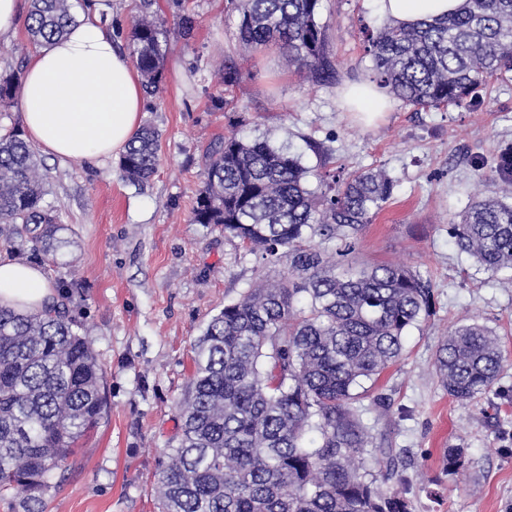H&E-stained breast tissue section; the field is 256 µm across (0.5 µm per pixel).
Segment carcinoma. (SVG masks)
Here are the masks:
<instances>
[{"instance_id": "1", "label": "carcinoma", "mask_w": 512, "mask_h": 512, "mask_svg": "<svg viewBox=\"0 0 512 512\" xmlns=\"http://www.w3.org/2000/svg\"><path fill=\"white\" fill-rule=\"evenodd\" d=\"M141 0L127 32L146 96L160 93L169 51L166 20ZM239 47L283 50L315 84L340 73L324 48L321 0H237ZM70 0H31L34 48L64 37ZM371 81L416 111L469 106L512 73V0H464L414 24L389 21L366 35ZM20 73L0 75V100ZM160 133L143 126L119 160V175L143 188L157 172ZM303 165L267 138L233 133L202 162L195 224H222L259 263L241 297L208 322L176 403L178 443L163 450L160 512H411L386 485L395 463L376 445L356 403L405 356L406 338L431 313L420 271L386 263L343 268L359 232L391 200L380 168L343 177ZM475 193L449 230L459 250L512 281V143L479 164ZM45 174L21 132L0 135V245L28 247L54 262L62 230L41 206ZM277 267L276 278L264 270ZM507 362L501 337L475 319L452 324L433 368L462 402L493 391ZM107 414L105 376L83 326L60 304L46 315L0 307V490L24 492L21 512H44L52 478ZM444 464L465 468L450 446Z\"/></svg>"}]
</instances>
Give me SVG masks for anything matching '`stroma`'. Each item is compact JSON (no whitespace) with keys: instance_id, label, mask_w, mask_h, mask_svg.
<instances>
[{"instance_id":"35a3bbf8","label":"stroma","mask_w":512,"mask_h":512,"mask_svg":"<svg viewBox=\"0 0 512 512\" xmlns=\"http://www.w3.org/2000/svg\"><path fill=\"white\" fill-rule=\"evenodd\" d=\"M157 9L171 33L163 90L143 104V122L161 132L150 184L125 183L114 157L96 165L41 158L49 184L41 205L55 211L66 240L43 271L51 282H82L69 309L105 369L108 406L56 478L45 512H158L153 485L161 450L176 443L174 404L194 342L257 269L255 255L220 225L191 221L202 156L236 124L300 153L305 166L318 164L309 148L317 142L331 148L330 168L380 167L395 180L392 200L348 261L417 268L431 281L432 312L380 381L389 410L361 399L363 420L391 450L397 474L389 484L411 512H512V365L495 392L473 402L448 396L432 367L449 325L465 315L495 330L512 358V285L460 253L448 234L479 190L476 164L512 141V81L471 108L417 112L395 99L367 126L342 107L339 92L368 78L363 32L383 23L374 0H322L326 49L341 72L340 82L322 86L287 68L278 48L244 54L231 0H157ZM222 59L240 72L234 86L224 84ZM492 402L499 414L488 413ZM451 445L465 449L464 471L445 469Z\"/></svg>"}]
</instances>
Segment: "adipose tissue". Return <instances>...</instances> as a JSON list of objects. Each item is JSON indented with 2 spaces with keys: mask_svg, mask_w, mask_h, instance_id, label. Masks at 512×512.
Segmentation results:
<instances>
[{
  "mask_svg": "<svg viewBox=\"0 0 512 512\" xmlns=\"http://www.w3.org/2000/svg\"><path fill=\"white\" fill-rule=\"evenodd\" d=\"M388 20L413 24L455 11L462 0H377ZM107 0H88L61 39L39 47L21 79L27 137L44 153L90 164L112 157L135 136L142 118L138 71L119 53L102 23ZM54 291L41 268L0 258V305L43 312Z\"/></svg>",
  "mask_w": 512,
  "mask_h": 512,
  "instance_id": "adipose-tissue-1",
  "label": "adipose tissue"
}]
</instances>
